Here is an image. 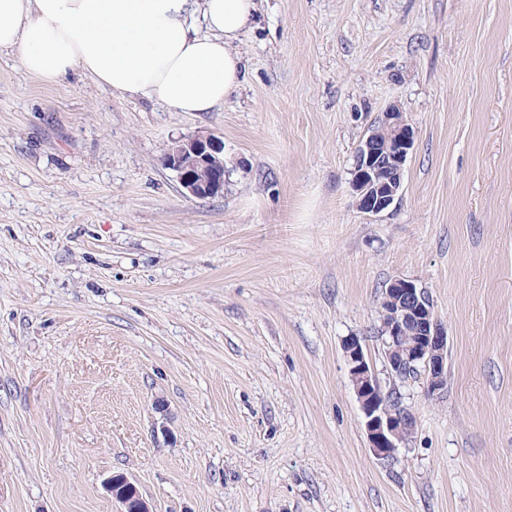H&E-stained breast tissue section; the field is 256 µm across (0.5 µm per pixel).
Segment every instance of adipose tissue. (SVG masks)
<instances>
[{
    "mask_svg": "<svg viewBox=\"0 0 512 512\" xmlns=\"http://www.w3.org/2000/svg\"><path fill=\"white\" fill-rule=\"evenodd\" d=\"M255 0H0V52L54 82L80 68L128 98L209 112L239 86Z\"/></svg>",
    "mask_w": 512,
    "mask_h": 512,
    "instance_id": "obj_1",
    "label": "adipose tissue"
}]
</instances>
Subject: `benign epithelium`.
<instances>
[{"label": "benign epithelium", "instance_id": "obj_1", "mask_svg": "<svg viewBox=\"0 0 512 512\" xmlns=\"http://www.w3.org/2000/svg\"><path fill=\"white\" fill-rule=\"evenodd\" d=\"M415 144V130L398 106L383 112L380 128L361 141L355 163L352 189L358 205L367 214L379 215L399 200L402 169ZM164 165L176 173L184 193L197 199L224 194L229 161L224 144L211 133H198L174 142L166 151ZM383 355L390 378L401 379L410 369L423 373L424 394L440 393L448 371V330L438 319L424 289L409 280H393L380 303ZM343 350L349 378L374 455L392 459L397 448L414 433L416 420L405 408L395 409L393 392L384 390L373 362L357 337L346 340ZM125 491L117 494V484ZM105 489L116 496L123 512H153L126 479L109 477Z\"/></svg>", "mask_w": 512, "mask_h": 512}]
</instances>
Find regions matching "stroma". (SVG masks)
I'll return each mask as SVG.
<instances>
[{
    "label": "stroma",
    "instance_id": "35a3bbf8",
    "mask_svg": "<svg viewBox=\"0 0 512 512\" xmlns=\"http://www.w3.org/2000/svg\"><path fill=\"white\" fill-rule=\"evenodd\" d=\"M212 112L54 83L0 53V512H512V0H256ZM397 104L402 194L360 211L354 152ZM205 131L232 168L186 196ZM426 289L448 378L394 459L343 342L379 379V302ZM164 399L166 415L152 409ZM228 164L223 142L211 133L198 132L175 141L164 156V165L176 173L184 193L197 199L224 194ZM125 485L124 493L117 495V482ZM105 489L123 505V512H153L152 507L137 494L135 488L124 478L109 477L104 481Z\"/></svg>",
    "mask_w": 512,
    "mask_h": 512
}]
</instances>
